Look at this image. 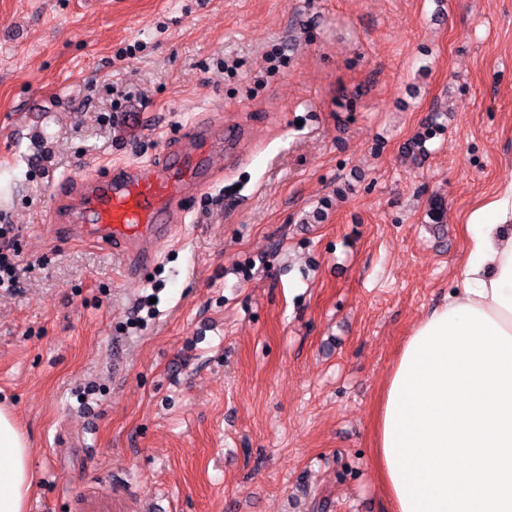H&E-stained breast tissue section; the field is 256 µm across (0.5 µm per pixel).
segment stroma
<instances>
[{"label": "stroma", "instance_id": "35a3bbf8", "mask_svg": "<svg viewBox=\"0 0 512 512\" xmlns=\"http://www.w3.org/2000/svg\"><path fill=\"white\" fill-rule=\"evenodd\" d=\"M123 112L166 147L237 134L135 277L52 235L54 195L115 166ZM511 180L512 0H0V226L21 258L0 404L33 448L28 512H389L385 377Z\"/></svg>", "mask_w": 512, "mask_h": 512}]
</instances>
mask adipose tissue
I'll list each match as a JSON object with an SVG mask.
<instances>
[{"label":"adipose tissue","mask_w":512,"mask_h":512,"mask_svg":"<svg viewBox=\"0 0 512 512\" xmlns=\"http://www.w3.org/2000/svg\"><path fill=\"white\" fill-rule=\"evenodd\" d=\"M464 232L460 286L413 326L375 414L392 512H512V181ZM31 457L0 405V512H28Z\"/></svg>","instance_id":"obj_1"}]
</instances>
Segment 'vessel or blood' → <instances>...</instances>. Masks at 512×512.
Wrapping results in <instances>:
<instances>
[{
    "instance_id": "1",
    "label": "vessel or blood",
    "mask_w": 512,
    "mask_h": 512,
    "mask_svg": "<svg viewBox=\"0 0 512 512\" xmlns=\"http://www.w3.org/2000/svg\"><path fill=\"white\" fill-rule=\"evenodd\" d=\"M121 122L129 134L114 144V153L156 151L145 113H127ZM235 142L224 127L198 125L159 163H122L108 176L83 178L79 192L63 201L55 235L112 248L132 274L152 266L181 220L183 200L214 172V156Z\"/></svg>"
}]
</instances>
